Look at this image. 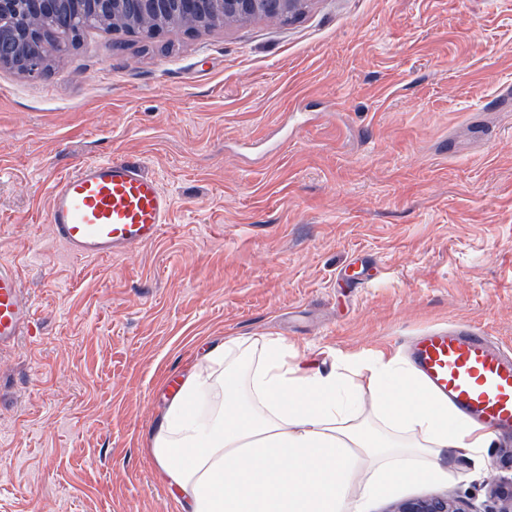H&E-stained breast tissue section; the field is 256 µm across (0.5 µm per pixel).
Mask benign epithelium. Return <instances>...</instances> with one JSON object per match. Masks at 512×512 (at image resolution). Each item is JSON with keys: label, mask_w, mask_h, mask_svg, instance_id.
<instances>
[{"label": "benign epithelium", "mask_w": 512, "mask_h": 512, "mask_svg": "<svg viewBox=\"0 0 512 512\" xmlns=\"http://www.w3.org/2000/svg\"><path fill=\"white\" fill-rule=\"evenodd\" d=\"M292 0H0V67L38 78L51 68L58 43L51 41L44 23L51 17L67 23L90 18L111 31L155 35L156 20L165 14L179 17L178 25L189 34L211 32L202 15L209 10L224 16V24L240 23L255 16L278 21ZM489 493L497 508L512 512V478L495 479ZM388 512H472L452 494L431 495L400 502Z\"/></svg>", "instance_id": "obj_1"}]
</instances>
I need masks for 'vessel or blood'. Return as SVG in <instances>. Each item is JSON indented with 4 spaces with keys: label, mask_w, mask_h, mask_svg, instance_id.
<instances>
[{
    "label": "vessel or blood",
    "mask_w": 512,
    "mask_h": 512,
    "mask_svg": "<svg viewBox=\"0 0 512 512\" xmlns=\"http://www.w3.org/2000/svg\"><path fill=\"white\" fill-rule=\"evenodd\" d=\"M174 206L156 177L119 158L80 163L52 186L48 221L75 257L108 258L159 239ZM32 302L15 269L0 262V350L28 328ZM407 353L433 393L468 419L512 433V355L471 328L429 329Z\"/></svg>",
    "instance_id": "vessel-or-blood-1"
}]
</instances>
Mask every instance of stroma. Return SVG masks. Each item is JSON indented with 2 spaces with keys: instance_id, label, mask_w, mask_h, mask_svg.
Segmentation results:
<instances>
[{
  "instance_id": "obj_1",
  "label": "stroma",
  "mask_w": 512,
  "mask_h": 512,
  "mask_svg": "<svg viewBox=\"0 0 512 512\" xmlns=\"http://www.w3.org/2000/svg\"><path fill=\"white\" fill-rule=\"evenodd\" d=\"M126 157L174 199L163 236L69 255L51 187ZM33 325L0 351V512H180L146 435L227 336L301 364L465 323L512 351V0H307L287 24L91 30L51 70L0 68V261ZM373 277L355 287L361 269ZM442 454L488 512L512 476Z\"/></svg>"
}]
</instances>
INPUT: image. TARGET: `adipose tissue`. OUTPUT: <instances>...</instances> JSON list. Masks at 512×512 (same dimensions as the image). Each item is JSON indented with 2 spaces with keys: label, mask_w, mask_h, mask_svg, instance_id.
<instances>
[{
  "label": "adipose tissue",
  "mask_w": 512,
  "mask_h": 512,
  "mask_svg": "<svg viewBox=\"0 0 512 512\" xmlns=\"http://www.w3.org/2000/svg\"><path fill=\"white\" fill-rule=\"evenodd\" d=\"M494 439L399 355L313 371L287 339L247 336L200 356L148 437L180 512H364L399 483L446 484L444 450L479 458Z\"/></svg>",
  "instance_id": "1"
}]
</instances>
